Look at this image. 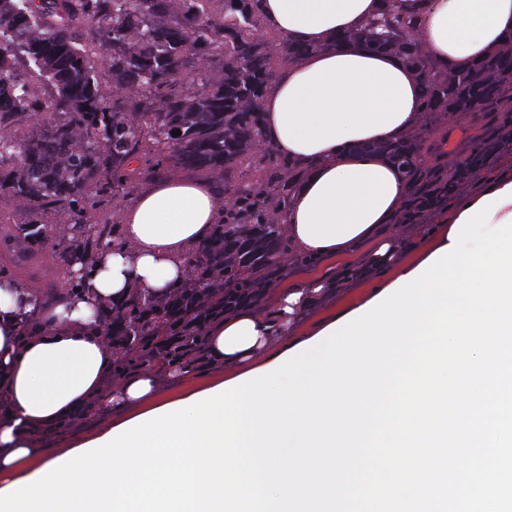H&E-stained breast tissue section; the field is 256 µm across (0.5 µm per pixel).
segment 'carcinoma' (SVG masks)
I'll list each match as a JSON object with an SVG mask.
<instances>
[{
    "label": "carcinoma",
    "mask_w": 512,
    "mask_h": 512,
    "mask_svg": "<svg viewBox=\"0 0 512 512\" xmlns=\"http://www.w3.org/2000/svg\"><path fill=\"white\" fill-rule=\"evenodd\" d=\"M384 2L381 17L311 45L266 30L254 0H0V203L13 207L0 208V279L34 300L19 339L31 337L40 303L77 294L98 251L118 242L113 198L179 168L222 182L230 204L184 281L149 301L134 284L122 303L99 307L112 380L204 364L209 327L264 305L283 255L316 264L293 252L282 222L305 167L254 152L259 104L283 62L361 43L425 75L418 126L363 146L407 181L398 224L428 223L512 152V39L442 67L416 40L421 19L402 0ZM450 116L465 121L452 150ZM44 259L58 272L48 293L29 274Z\"/></svg>",
    "instance_id": "1"
}]
</instances>
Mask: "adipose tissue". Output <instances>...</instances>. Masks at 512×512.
<instances>
[{"mask_svg": "<svg viewBox=\"0 0 512 512\" xmlns=\"http://www.w3.org/2000/svg\"><path fill=\"white\" fill-rule=\"evenodd\" d=\"M423 12L421 38L441 64L482 58L512 35V0H409ZM268 28L290 40L322 45V52L279 66L260 103L264 138L279 156L307 165L284 220L295 252L320 259L373 249L364 261L370 296H378L452 240V224L478 203L457 198L448 221L431 233L417 259L391 233L406 196L403 176L361 144L401 137L417 126L424 77L393 54L359 44L330 47L336 34L379 15L380 0H262ZM218 190L210 181L172 177L138 190L123 207V246L99 252L87 292L42 303L43 331L17 338L20 294L0 281V390L8 411L0 415V490L53 462L38 434L57 430L96 401L151 411L162 407L155 371L124 378L113 391L104 381L112 348L96 323L101 302L125 298L131 285L161 292L184 279L194 250L219 222ZM331 283L312 278L279 293L266 316L242 310L211 325L212 362L245 364L270 351L279 360L297 346L293 326Z\"/></svg>", "mask_w": 512, "mask_h": 512, "instance_id": "ef3b65f1", "label": "adipose tissue"}]
</instances>
